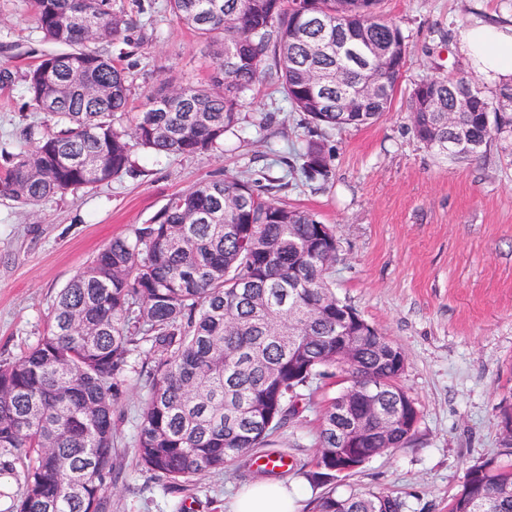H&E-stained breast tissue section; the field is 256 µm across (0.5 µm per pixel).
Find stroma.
Here are the masks:
<instances>
[{"mask_svg":"<svg viewBox=\"0 0 512 512\" xmlns=\"http://www.w3.org/2000/svg\"><path fill=\"white\" fill-rule=\"evenodd\" d=\"M114 10L144 19L130 41L111 47L134 78L132 111L146 95L208 83L215 47L201 42L165 0H112ZM384 17L400 23L409 55L400 91L376 124L327 139L335 156L329 182L282 176L291 145L307 138L299 113L275 80L248 92L236 134L221 150L188 158L134 151L136 172L37 207L0 197V360H13L43 336L58 291L112 237L156 215L173 196L227 175L269 187L272 199L314 211L334 225L338 251L331 279L338 298L356 308L402 348L401 383L420 409L413 442L376 456L341 481L337 494L381 491L400 497L404 512H448L466 467L500 450V410L512 401V150L493 142L466 163L437 159L414 137L406 110L414 81L433 60L448 74L470 73L455 41L458 29L488 12L512 20V0H382ZM25 0H0V62L15 78L0 87V144L21 146L22 128L46 121L29 104L21 79L50 51ZM343 387L319 381L300 404L298 421L276 447L295 470L284 482L302 486L297 512H311L321 486L299 472L316 452L319 411ZM149 385L135 374L120 403L113 435L112 512H229L233 495L260 481L241 463L195 480L179 498L135 462L134 426Z\"/></svg>","mask_w":512,"mask_h":512,"instance_id":"obj_1","label":"stroma"}]
</instances>
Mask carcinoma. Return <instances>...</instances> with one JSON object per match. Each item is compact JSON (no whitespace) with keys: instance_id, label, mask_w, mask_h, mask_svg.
I'll return each mask as SVG.
<instances>
[{"instance_id":"1","label":"carcinoma","mask_w":512,"mask_h":512,"mask_svg":"<svg viewBox=\"0 0 512 512\" xmlns=\"http://www.w3.org/2000/svg\"><path fill=\"white\" fill-rule=\"evenodd\" d=\"M167 4L199 39H222L224 52L209 84L155 94L132 114L129 69L88 44L124 43L138 21L112 0H82L78 14L71 0H28L43 40L62 50L39 58L25 88L60 129L28 127L19 150L0 146V196L38 206L108 184L128 171L136 149L177 158L214 152L238 128L246 94L272 73L309 125L290 168L326 183V137L377 123L403 77L407 37L382 17L380 0ZM367 86L378 96L344 111L343 99ZM464 91L477 103L472 112L456 111ZM407 108L416 140L442 159L471 161L512 138V89L489 95L466 75L422 78ZM336 254L334 228L317 213L230 176L198 183L113 237L57 293L36 345L0 361V472L20 485L10 512H110L118 402L143 347L153 365L134 453L166 494L271 447L314 383L344 373L347 385L321 412L306 472L330 487L314 512H402V501L383 492L336 494V471L408 445L420 414L399 384L403 350L336 297L327 277ZM354 331L367 338L350 366L340 349ZM352 388L376 401V414H364ZM500 426V455L510 456L512 403L501 408ZM357 427L365 436L354 443ZM448 512H512V468L493 458L470 465Z\"/></svg>"}]
</instances>
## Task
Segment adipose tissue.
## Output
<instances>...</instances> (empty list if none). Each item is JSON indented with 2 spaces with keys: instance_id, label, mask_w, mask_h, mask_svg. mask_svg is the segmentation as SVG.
I'll return each instance as SVG.
<instances>
[{
  "instance_id": "adipose-tissue-1",
  "label": "adipose tissue",
  "mask_w": 512,
  "mask_h": 512,
  "mask_svg": "<svg viewBox=\"0 0 512 512\" xmlns=\"http://www.w3.org/2000/svg\"><path fill=\"white\" fill-rule=\"evenodd\" d=\"M457 45L488 86L512 81V25L483 19L459 31ZM300 490L280 482H258L235 499L232 512H296Z\"/></svg>"
}]
</instances>
